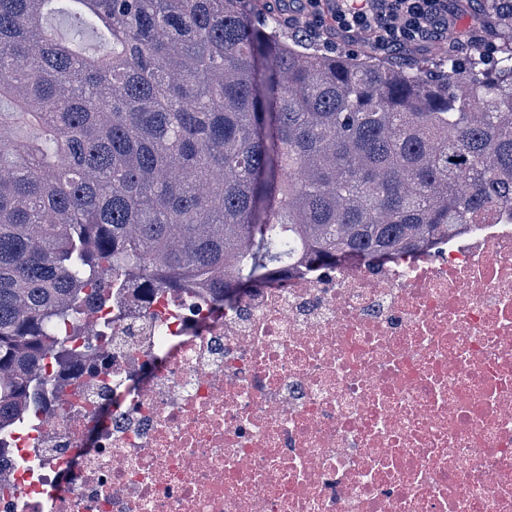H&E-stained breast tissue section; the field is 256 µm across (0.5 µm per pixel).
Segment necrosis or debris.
Wrapping results in <instances>:
<instances>
[{
	"instance_id": "necrosis-or-debris-1",
	"label": "necrosis or debris",
	"mask_w": 512,
	"mask_h": 512,
	"mask_svg": "<svg viewBox=\"0 0 512 512\" xmlns=\"http://www.w3.org/2000/svg\"><path fill=\"white\" fill-rule=\"evenodd\" d=\"M58 373L0 512H512V225L157 292Z\"/></svg>"
}]
</instances>
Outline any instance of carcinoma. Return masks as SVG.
Masks as SVG:
<instances>
[{"mask_svg": "<svg viewBox=\"0 0 512 512\" xmlns=\"http://www.w3.org/2000/svg\"><path fill=\"white\" fill-rule=\"evenodd\" d=\"M286 25L245 0H0V459L116 297L224 302L512 219V35L413 72Z\"/></svg>", "mask_w": 512, "mask_h": 512, "instance_id": "carcinoma-1", "label": "carcinoma"}]
</instances>
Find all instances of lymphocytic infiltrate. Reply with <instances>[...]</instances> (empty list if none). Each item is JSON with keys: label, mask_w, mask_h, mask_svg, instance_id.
<instances>
[{"label": "lymphocytic infiltrate", "mask_w": 512, "mask_h": 512, "mask_svg": "<svg viewBox=\"0 0 512 512\" xmlns=\"http://www.w3.org/2000/svg\"><path fill=\"white\" fill-rule=\"evenodd\" d=\"M289 24L308 34L355 39L367 35L379 52L418 48L447 34L455 0H300Z\"/></svg>", "instance_id": "obj_1"}]
</instances>
